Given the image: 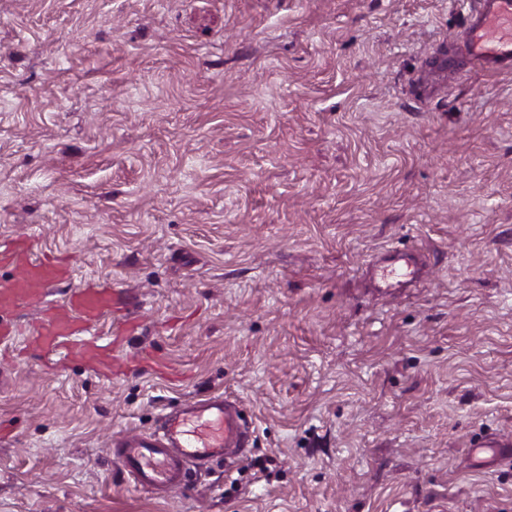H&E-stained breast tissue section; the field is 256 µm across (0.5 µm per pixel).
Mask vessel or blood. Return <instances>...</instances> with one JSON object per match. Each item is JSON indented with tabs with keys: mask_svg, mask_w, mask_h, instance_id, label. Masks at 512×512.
Instances as JSON below:
<instances>
[{
	"mask_svg": "<svg viewBox=\"0 0 512 512\" xmlns=\"http://www.w3.org/2000/svg\"><path fill=\"white\" fill-rule=\"evenodd\" d=\"M450 65L481 63L493 72L512 70V0H477V8L462 34L459 51L448 54ZM420 260L413 254L384 257L373 275L386 287L402 288L418 276ZM0 268L16 275L0 282V346H8L16 332L15 317L28 300L46 299L40 320L27 338L29 346L55 354L72 339H79L83 359L95 369L110 370L112 350L99 344L95 329L103 318L116 321L114 332L129 329V299L119 288L92 284L69 291L62 304L49 302L55 288L67 283L72 270L66 258L38 255L32 238L0 241ZM248 427L236 405L210 395L162 416L152 433L115 439L113 455L141 484L153 487L184 485L188 465L203 464L227 454H245Z\"/></svg>",
	"mask_w": 512,
	"mask_h": 512,
	"instance_id": "b4317fda",
	"label": "vessel or blood"
}]
</instances>
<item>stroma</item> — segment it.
Returning a JSON list of instances; mask_svg holds the SVG:
<instances>
[{"label":"stroma","mask_w":512,"mask_h":512,"mask_svg":"<svg viewBox=\"0 0 512 512\" xmlns=\"http://www.w3.org/2000/svg\"><path fill=\"white\" fill-rule=\"evenodd\" d=\"M467 0H0V240L134 298L104 379L0 351V512H512V73ZM412 250L417 282L370 266ZM168 493L112 438L210 394ZM459 51L436 57L440 63H481L493 72L512 70V0H478ZM249 431L236 405L222 395H210L164 414L159 427L147 436L115 439L113 455L143 485H185L184 471L224 455L242 456Z\"/></svg>","instance_id":"35a3bbf8"}]
</instances>
